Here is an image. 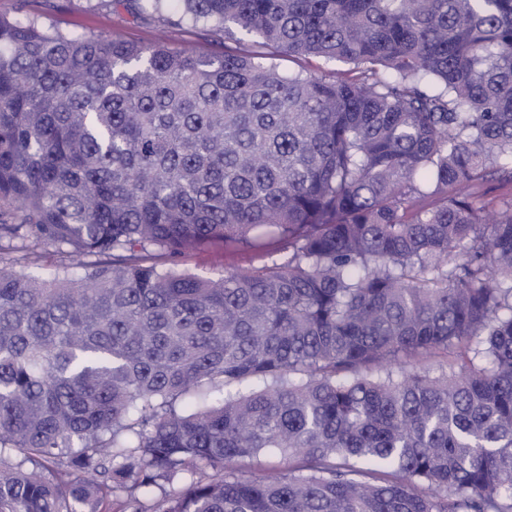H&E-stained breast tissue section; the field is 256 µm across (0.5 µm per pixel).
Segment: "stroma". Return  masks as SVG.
Segmentation results:
<instances>
[{"label": "stroma", "mask_w": 512, "mask_h": 512, "mask_svg": "<svg viewBox=\"0 0 512 512\" xmlns=\"http://www.w3.org/2000/svg\"><path fill=\"white\" fill-rule=\"evenodd\" d=\"M0 15L29 17L48 28L69 34L112 37L147 45L161 40L175 47H189L204 54H220L224 43L206 37L200 28L181 19L179 7L164 16H149L113 4L112 0H0ZM4 254L17 259V267L51 275L63 262L45 251L35 239L14 242ZM252 248L224 246L216 241L185 260L187 269L204 277L218 278L228 270H243L255 261Z\"/></svg>", "instance_id": "1"}]
</instances>
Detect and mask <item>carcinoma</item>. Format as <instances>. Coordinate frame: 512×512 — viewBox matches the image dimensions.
<instances>
[{"label":"carcinoma","instance_id":"cac0c4a2","mask_svg":"<svg viewBox=\"0 0 512 512\" xmlns=\"http://www.w3.org/2000/svg\"><path fill=\"white\" fill-rule=\"evenodd\" d=\"M180 2L251 49L0 16V512H512V0ZM2 256L17 258V269L23 271H33L50 276L57 268L65 263L60 255L48 254L45 249L34 238H28L24 242H13L8 244L2 242ZM278 248L275 241H266L259 249L224 247V242L215 241L197 250L185 259V268L204 277L218 278L225 270H243L252 263L257 264L255 256L259 252H274ZM279 459L271 456L245 458L231 465L233 472L241 477L256 478L263 475L268 469L277 466Z\"/></svg>","mask_w":512,"mask_h":512}]
</instances>
